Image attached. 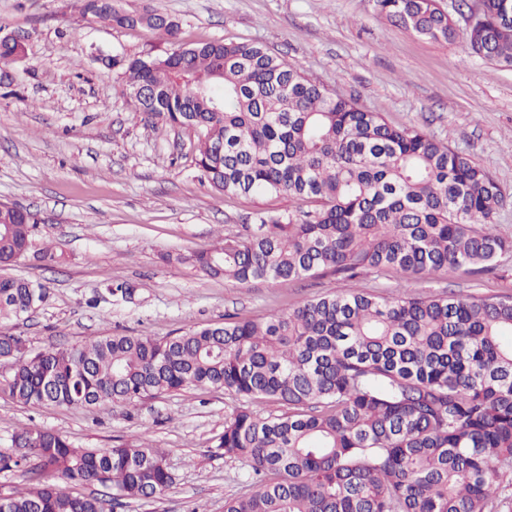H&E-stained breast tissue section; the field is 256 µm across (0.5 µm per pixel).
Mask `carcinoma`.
<instances>
[{
	"mask_svg": "<svg viewBox=\"0 0 512 512\" xmlns=\"http://www.w3.org/2000/svg\"><path fill=\"white\" fill-rule=\"evenodd\" d=\"M86 16L168 36L162 57L115 55L134 112L194 132V162L226 194L286 195L296 206L259 212L244 233L192 263L244 285L369 272L478 276L512 252L493 222L505 197L471 157L415 128L390 125L252 42L183 44L179 23L123 0H78ZM392 22L435 41H462L512 67V0H478L458 31L436 0H376ZM27 38L0 37V63ZM35 214L0 203V266L29 249ZM24 279L0 278V323L43 301ZM212 386L234 394L217 448L250 469L257 488L224 512H494L512 470V296L385 297L327 293L258 320L224 318L157 340L113 335L30 353L0 333V389L23 404L90 408L155 392ZM288 407L260 416L249 403ZM27 458L0 454L30 487L0 512H105V500L66 485L99 483L112 499L150 498L173 483L164 454L141 436L77 448L62 434L12 436Z\"/></svg>",
	"mask_w": 512,
	"mask_h": 512,
	"instance_id": "carcinoma-1",
	"label": "carcinoma"
}]
</instances>
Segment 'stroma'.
Returning a JSON list of instances; mask_svg holds the SVG:
<instances>
[{
    "mask_svg": "<svg viewBox=\"0 0 512 512\" xmlns=\"http://www.w3.org/2000/svg\"><path fill=\"white\" fill-rule=\"evenodd\" d=\"M177 20L181 39L252 41L310 79L396 127H413L479 163L508 200L494 222L512 228V68L433 41L378 13L375 0H129ZM0 31H24V58L0 84V202L41 222L24 257L0 267L45 290L25 319L0 326L35 350L126 334L158 340L225 315L256 319L343 289L332 277L239 285L190 261L260 211L293 203L275 195H226L202 180L192 132L134 115L114 55L160 57L165 36L83 17L77 0H0ZM353 287L391 296L447 292L512 295V253L478 278H402L369 272ZM236 400L215 387L162 392L135 404L90 409L23 405L0 393V453L13 434L47 428L80 448L146 435L165 453L174 483L113 512H224L251 491L241 462L216 448Z\"/></svg>",
    "mask_w": 512,
    "mask_h": 512,
    "instance_id": "35a3bbf8",
    "label": "stroma"
}]
</instances>
